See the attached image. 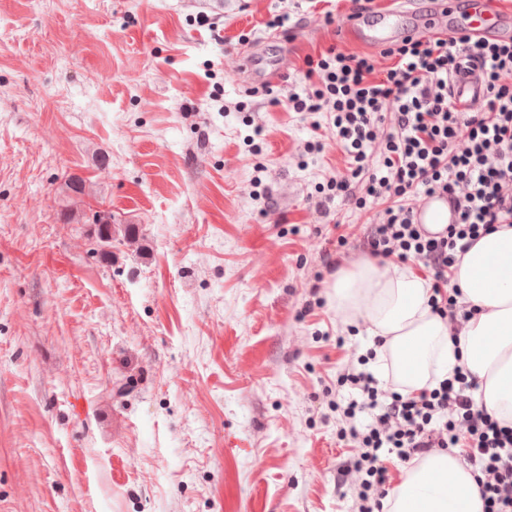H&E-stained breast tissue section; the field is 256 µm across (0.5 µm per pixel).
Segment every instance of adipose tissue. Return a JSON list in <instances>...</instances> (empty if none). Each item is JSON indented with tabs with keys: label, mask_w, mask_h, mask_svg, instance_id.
I'll list each match as a JSON object with an SVG mask.
<instances>
[{
	"label": "adipose tissue",
	"mask_w": 512,
	"mask_h": 512,
	"mask_svg": "<svg viewBox=\"0 0 512 512\" xmlns=\"http://www.w3.org/2000/svg\"><path fill=\"white\" fill-rule=\"evenodd\" d=\"M476 312L459 342L432 313L430 285L408 268L367 258L332 276L336 307L384 337L397 382L425 387L464 362L477 378L478 400L498 417L512 418V227L483 236L457 265L452 279ZM390 512H483L470 473L450 454L427 457L388 494Z\"/></svg>",
	"instance_id": "obj_1"
}]
</instances>
